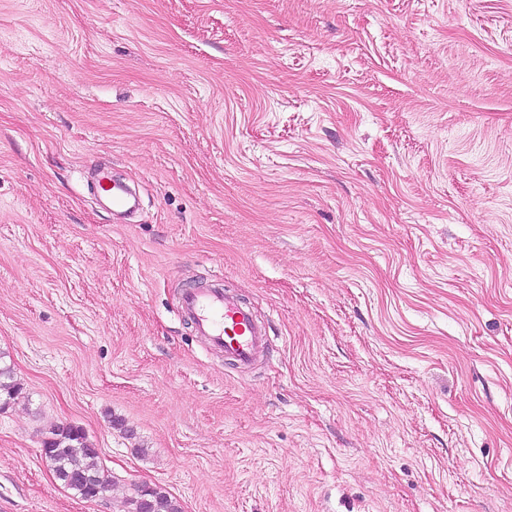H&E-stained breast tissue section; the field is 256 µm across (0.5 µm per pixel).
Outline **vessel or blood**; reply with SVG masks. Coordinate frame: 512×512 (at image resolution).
Listing matches in <instances>:
<instances>
[{
	"label": "vessel or blood",
	"instance_id": "b4317fda",
	"mask_svg": "<svg viewBox=\"0 0 512 512\" xmlns=\"http://www.w3.org/2000/svg\"><path fill=\"white\" fill-rule=\"evenodd\" d=\"M99 187L113 212L124 213L134 208L133 195L108 176H101ZM181 310L211 349L223 352L240 366L252 365L267 346L266 324L258 321L247 306L222 287L186 291Z\"/></svg>",
	"mask_w": 512,
	"mask_h": 512
}]
</instances>
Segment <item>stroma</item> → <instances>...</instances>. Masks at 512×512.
Masks as SVG:
<instances>
[{"label":"stroma","mask_w":512,"mask_h":512,"mask_svg":"<svg viewBox=\"0 0 512 512\" xmlns=\"http://www.w3.org/2000/svg\"><path fill=\"white\" fill-rule=\"evenodd\" d=\"M0 361V512H512V0H0ZM99 188L112 206V213H124L134 208L136 200L122 185L112 181L106 174L99 179ZM181 310L211 349L223 352L242 367L252 365L267 346L266 324L220 286L187 290ZM42 458L55 478L81 498L105 499L112 481L97 467V450L87 441L83 430L74 425H56L42 443ZM146 499L155 504L157 512H181L176 502L164 490L147 485L138 490L137 496L125 500L124 512H146ZM155 506L150 502L147 512L155 511Z\"/></svg>","instance_id":"stroma-1"}]
</instances>
